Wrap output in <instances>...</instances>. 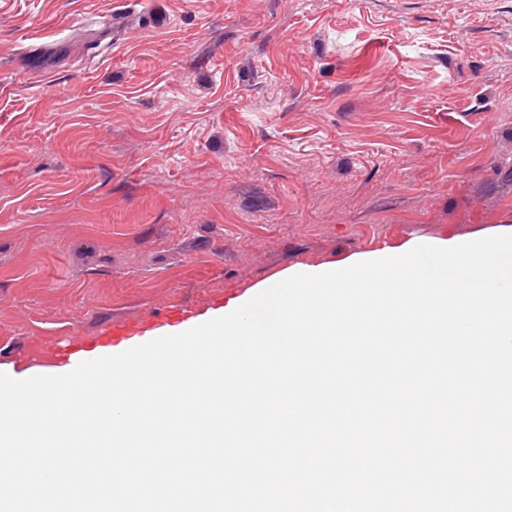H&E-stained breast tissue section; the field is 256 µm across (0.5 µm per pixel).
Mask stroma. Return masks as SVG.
<instances>
[{
	"label": "stroma",
	"mask_w": 512,
	"mask_h": 512,
	"mask_svg": "<svg viewBox=\"0 0 512 512\" xmlns=\"http://www.w3.org/2000/svg\"><path fill=\"white\" fill-rule=\"evenodd\" d=\"M162 6L0 0V368L512 228V0Z\"/></svg>",
	"instance_id": "stroma-1"
}]
</instances>
